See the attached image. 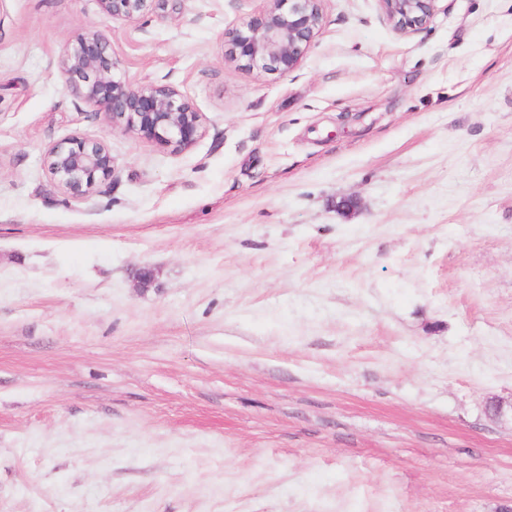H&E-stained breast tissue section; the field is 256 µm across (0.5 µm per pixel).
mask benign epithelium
<instances>
[{
	"label": "benign epithelium",
	"instance_id": "1",
	"mask_svg": "<svg viewBox=\"0 0 512 512\" xmlns=\"http://www.w3.org/2000/svg\"><path fill=\"white\" fill-rule=\"evenodd\" d=\"M155 0H98L113 21L133 22L154 8ZM245 26L225 33L224 59L249 69L287 75L302 61L323 25V0H266ZM386 19L402 32L418 30L433 17L437 0H380ZM118 60L108 36L79 33L60 60L64 90L74 100L105 115L112 126L163 148L180 152L205 130V115L187 94L167 85L135 84L118 77ZM45 164L57 187L79 201L96 194L99 180L114 171L115 159L101 140L76 133L52 144Z\"/></svg>",
	"mask_w": 512,
	"mask_h": 512
}]
</instances>
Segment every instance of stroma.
<instances>
[{
  "label": "stroma",
  "instance_id": "35a3bbf8",
  "mask_svg": "<svg viewBox=\"0 0 512 512\" xmlns=\"http://www.w3.org/2000/svg\"><path fill=\"white\" fill-rule=\"evenodd\" d=\"M264 6L0 0V512L512 507V0H325L285 76L224 59ZM85 30L202 137L87 116ZM75 133L115 159L87 203L44 164ZM102 13L112 21L133 22L148 14L158 0H97ZM386 19L402 32L418 30L433 17L438 0H379Z\"/></svg>",
  "mask_w": 512,
  "mask_h": 512
}]
</instances>
